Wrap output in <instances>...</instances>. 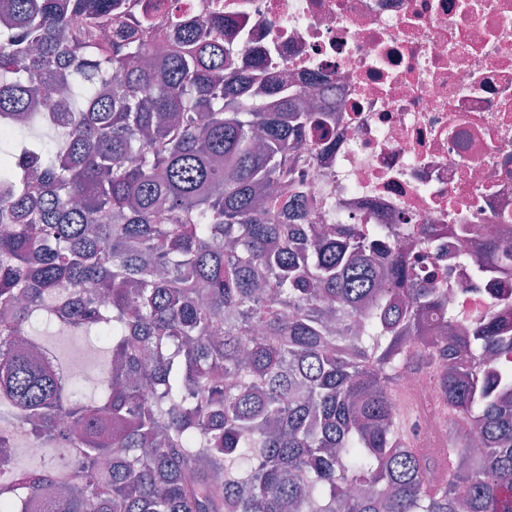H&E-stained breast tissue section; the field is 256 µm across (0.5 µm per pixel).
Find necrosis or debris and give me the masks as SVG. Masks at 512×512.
Returning <instances> with one entry per match:
<instances>
[{
    "instance_id": "4bbe7bcc",
    "label": "necrosis or debris",
    "mask_w": 512,
    "mask_h": 512,
    "mask_svg": "<svg viewBox=\"0 0 512 512\" xmlns=\"http://www.w3.org/2000/svg\"><path fill=\"white\" fill-rule=\"evenodd\" d=\"M223 14L241 68L269 60L335 118L302 169L315 221L341 218L419 253L467 321L512 324V275L475 279L459 264L455 224L512 240V0H181ZM435 379L411 374L394 404L417 414L418 448L448 443Z\"/></svg>"
}]
</instances>
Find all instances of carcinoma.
Returning <instances> with one entry per match:
<instances>
[{"label":"carcinoma","mask_w":512,"mask_h":512,"mask_svg":"<svg viewBox=\"0 0 512 512\" xmlns=\"http://www.w3.org/2000/svg\"><path fill=\"white\" fill-rule=\"evenodd\" d=\"M224 25L173 0L0 19V512H512L504 325L379 234L310 223L297 170L329 113L236 68ZM455 230L463 262L512 256ZM39 318L107 344L95 396ZM430 368L439 455L393 409ZM20 432L48 462L20 465Z\"/></svg>","instance_id":"cac0c4a2"}]
</instances>
